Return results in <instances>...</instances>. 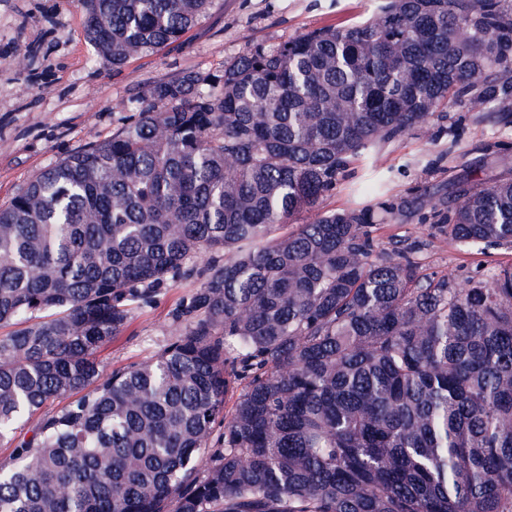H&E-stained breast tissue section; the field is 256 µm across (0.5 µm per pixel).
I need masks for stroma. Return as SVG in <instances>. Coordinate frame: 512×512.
Instances as JSON below:
<instances>
[{
	"mask_svg": "<svg viewBox=\"0 0 512 512\" xmlns=\"http://www.w3.org/2000/svg\"><path fill=\"white\" fill-rule=\"evenodd\" d=\"M377 0H214L181 44L131 59L113 72L97 56L76 0H0V206L33 174L90 143L111 138L123 101L160 77L218 70L255 43L275 45L308 30L349 25L375 12ZM507 120L489 118L473 101L447 119L380 145L362 159L323 206L384 203L397 210L372 227L384 248L422 243L427 272L464 283L467 276L512 266V248H462L429 224V202L453 208L461 189L512 177V105ZM163 290L134 310L125 331L101 357L107 368L150 359L170 334L168 313L192 289Z\"/></svg>",
	"mask_w": 512,
	"mask_h": 512,
	"instance_id": "obj_1",
	"label": "stroma"
}]
</instances>
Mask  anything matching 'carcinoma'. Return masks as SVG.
Returning a JSON list of instances; mask_svg holds the SVG:
<instances>
[{"mask_svg":"<svg viewBox=\"0 0 512 512\" xmlns=\"http://www.w3.org/2000/svg\"><path fill=\"white\" fill-rule=\"evenodd\" d=\"M77 2L118 73L213 0ZM467 97L512 102L506 0H382L152 82L35 174L0 207V512H512V267L458 287L375 243L393 208L322 207ZM430 217L512 245V178ZM189 279L160 351L107 371ZM195 287L192 281L163 290L152 306L135 309L130 326L101 353L108 370L150 359L166 343L170 334L168 313Z\"/></svg>","mask_w":512,"mask_h":512,"instance_id":"carcinoma-1","label":"carcinoma"}]
</instances>
